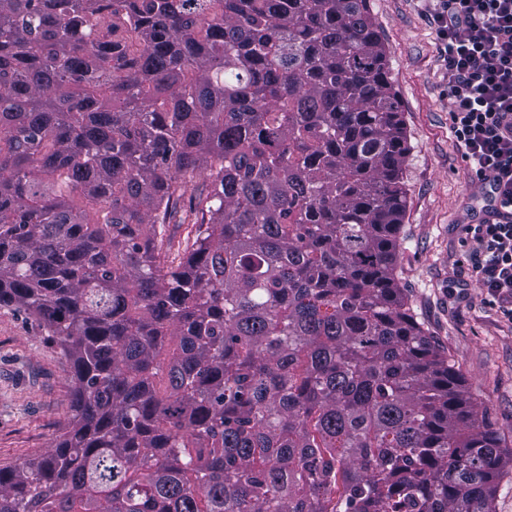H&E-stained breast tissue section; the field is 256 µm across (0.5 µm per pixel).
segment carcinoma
<instances>
[{"instance_id":"obj_1","label":"carcinoma","mask_w":512,"mask_h":512,"mask_svg":"<svg viewBox=\"0 0 512 512\" xmlns=\"http://www.w3.org/2000/svg\"><path fill=\"white\" fill-rule=\"evenodd\" d=\"M408 152L369 0H0V305L73 368L0 512H494L394 276Z\"/></svg>"}]
</instances>
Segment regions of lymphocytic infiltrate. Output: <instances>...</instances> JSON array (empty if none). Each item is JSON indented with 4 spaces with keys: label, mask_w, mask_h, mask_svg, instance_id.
Masks as SVG:
<instances>
[{
    "label": "lymphocytic infiltrate",
    "mask_w": 512,
    "mask_h": 512,
    "mask_svg": "<svg viewBox=\"0 0 512 512\" xmlns=\"http://www.w3.org/2000/svg\"><path fill=\"white\" fill-rule=\"evenodd\" d=\"M448 69L450 121L465 158L502 213L467 225L472 274L512 302V0H435Z\"/></svg>",
    "instance_id": "obj_1"
}]
</instances>
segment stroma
<instances>
[{"instance_id":"obj_1","label":"stroma","mask_w":512,"mask_h":512,"mask_svg":"<svg viewBox=\"0 0 512 512\" xmlns=\"http://www.w3.org/2000/svg\"><path fill=\"white\" fill-rule=\"evenodd\" d=\"M386 46L410 150L395 274L409 307L512 449V309L474 280L478 179L450 128L448 73L432 0H370ZM72 368L44 324L0 305V468L45 453L69 423Z\"/></svg>"}]
</instances>
